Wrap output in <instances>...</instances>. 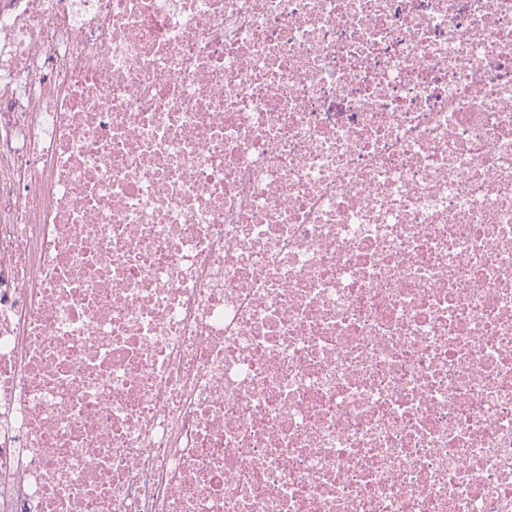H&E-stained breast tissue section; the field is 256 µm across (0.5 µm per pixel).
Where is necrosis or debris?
I'll list each match as a JSON object with an SVG mask.
<instances>
[{
	"mask_svg": "<svg viewBox=\"0 0 512 512\" xmlns=\"http://www.w3.org/2000/svg\"><path fill=\"white\" fill-rule=\"evenodd\" d=\"M0 512H512V0H0Z\"/></svg>",
	"mask_w": 512,
	"mask_h": 512,
	"instance_id": "4bbe7bcc",
	"label": "necrosis or debris"
}]
</instances>
